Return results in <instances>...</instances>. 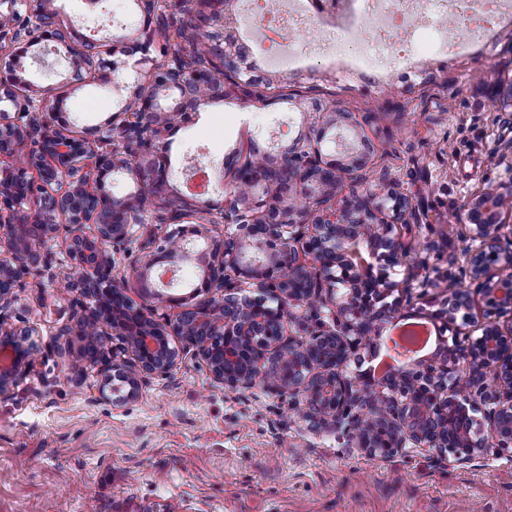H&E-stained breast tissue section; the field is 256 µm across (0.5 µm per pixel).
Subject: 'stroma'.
<instances>
[{"mask_svg": "<svg viewBox=\"0 0 512 512\" xmlns=\"http://www.w3.org/2000/svg\"><path fill=\"white\" fill-rule=\"evenodd\" d=\"M60 27L105 40L126 27L139 40L144 16L133 0H54ZM245 34L271 82L276 104L246 106L215 99L160 150L171 191L189 169L209 165V194L222 207L225 159L249 145L278 151L307 133L312 100L336 104L357 120L370 145L363 186L409 195L413 209L394 235L402 263L391 272L399 319L441 328L444 276L465 278L468 228L463 204L512 184V107L494 102L497 80H512V25L473 37L464 56L437 54L435 28L419 31L412 66L396 65L379 81L348 73L315 33L300 42V71L268 58L253 23ZM28 81V94L55 87L72 132L89 130L119 103L92 72L75 80L64 47L43 43L37 57H0ZM169 224H138L116 269L132 275L147 256L148 237ZM41 250L49 266L25 275L12 322L40 332L42 356L18 386L0 396V512H512V457L487 452L466 464L437 463L421 448L390 460L370 459L335 433L299 422L265 381L232 391L215 382L187 351L166 375L148 377L138 397L100 400L96 366L74 374L59 330L73 295L56 278L70 266L68 239L58 232Z\"/></svg>", "mask_w": 512, "mask_h": 512, "instance_id": "1", "label": "stroma"}]
</instances>
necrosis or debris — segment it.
<instances>
[{
	"mask_svg": "<svg viewBox=\"0 0 512 512\" xmlns=\"http://www.w3.org/2000/svg\"><path fill=\"white\" fill-rule=\"evenodd\" d=\"M437 18L484 33L493 21H512V0H277L260 15V33L282 64L294 65L296 36L310 31L337 37L336 54L352 70L407 63L417 32Z\"/></svg>",
	"mask_w": 512,
	"mask_h": 512,
	"instance_id": "necrosis-or-debris-1",
	"label": "necrosis or debris"
}]
</instances>
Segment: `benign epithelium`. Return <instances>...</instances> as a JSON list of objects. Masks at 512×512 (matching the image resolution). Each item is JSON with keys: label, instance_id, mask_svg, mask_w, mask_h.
<instances>
[{"label": "benign epithelium", "instance_id": "benign-epithelium-1", "mask_svg": "<svg viewBox=\"0 0 512 512\" xmlns=\"http://www.w3.org/2000/svg\"><path fill=\"white\" fill-rule=\"evenodd\" d=\"M51 0H0V19L26 12L22 31L0 26V38L14 45L20 58L38 45L55 26L57 10ZM75 74L87 69L86 59L97 60V81L121 94L127 85L116 78L126 62L128 36L112 33L109 58L92 52L94 45L74 36H56ZM224 54V77L211 66L190 65L172 50L164 63L148 53L135 61L132 100L139 103L137 118L121 100L117 112L95 128L94 138L77 139L63 122L54 120L61 100L50 87L35 96L21 95L15 75L0 83V230L6 231L7 255L0 254V396L17 386L39 356L42 345L32 326L10 323L21 279L29 265L48 264L33 241L69 229V260L80 274L68 291L95 298L96 305L74 309L70 319L79 328L101 329L95 361L103 374L99 398L114 403L137 397L145 378L164 375L185 350L194 351L213 379L232 390L248 389L259 378L288 399L312 431H335L348 447L369 456L392 459L404 449L426 448L442 461L469 462L482 455L486 435L496 452L512 456V375L500 370L512 359V341L500 331L497 318L512 316V249L502 246L503 200H512L509 186L488 191L464 208L469 244L463 253L474 290L451 292V306L442 312L445 323L467 320L480 296L486 323L474 338L451 331L439 361L412 372L399 371L376 382L364 375L339 372L369 345L376 322L388 318L397 304L384 300L394 291L389 270L399 263L400 245L392 237L394 225L412 209L411 198L391 190L361 193L360 154L323 160L322 144L350 114L338 110L318 117L309 135L274 155L275 168L286 173L288 200L308 199L310 208L291 204L270 208V182L252 179L248 185L234 179L225 190L221 222L255 227L252 240L238 234L222 239L209 236L185 219L212 210L203 196H183L172 205L166 194L168 175L152 161L135 170L136 189L124 197L103 191L109 176L128 169L125 156L150 154L169 135L175 121L188 119L212 97L265 102L262 82L237 62L236 52L218 46ZM43 167L61 173L66 183L57 193L35 184L31 170ZM162 217L176 228L156 246L134 278L146 304L112 309V297L125 295L129 278L114 274V255L126 248L135 224ZM85 224L95 226L86 237ZM366 244L370 260L354 266L347 256ZM192 260L202 271L190 305L183 296L167 292L172 282L151 288L152 270L162 264L175 268ZM158 304L178 308L175 320L154 318ZM301 315L294 323L302 337L284 336L289 309ZM64 353L81 371L83 337H70ZM467 383L455 375L460 364ZM499 367L487 376L490 364ZM482 413L476 419L474 413Z\"/></svg>", "mask_w": 512, "mask_h": 512}]
</instances>
